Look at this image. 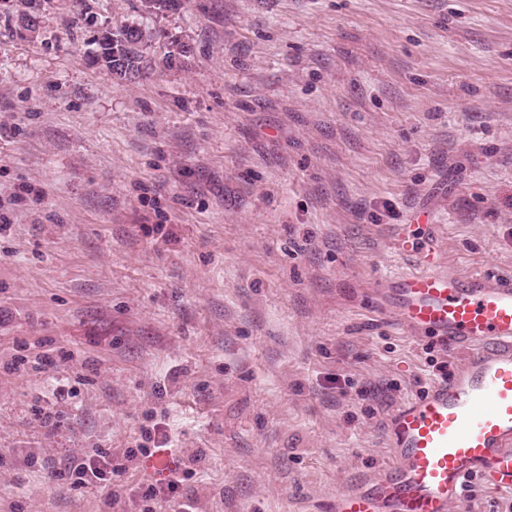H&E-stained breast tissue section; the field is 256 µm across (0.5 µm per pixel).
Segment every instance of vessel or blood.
I'll list each match as a JSON object with an SVG mask.
<instances>
[{"label":"vessel or blood","mask_w":512,"mask_h":512,"mask_svg":"<svg viewBox=\"0 0 512 512\" xmlns=\"http://www.w3.org/2000/svg\"><path fill=\"white\" fill-rule=\"evenodd\" d=\"M396 236L413 264L381 280L376 296L402 327L440 338L465 360L393 409L390 463L337 492L329 512H449L473 475L512 492V277L448 272L437 234L421 248L405 229Z\"/></svg>","instance_id":"obj_1"}]
</instances>
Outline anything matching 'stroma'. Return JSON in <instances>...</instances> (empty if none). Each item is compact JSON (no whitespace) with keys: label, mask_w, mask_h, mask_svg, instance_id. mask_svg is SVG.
<instances>
[{"label":"stroma","mask_w":512,"mask_h":512,"mask_svg":"<svg viewBox=\"0 0 512 512\" xmlns=\"http://www.w3.org/2000/svg\"><path fill=\"white\" fill-rule=\"evenodd\" d=\"M137 6L0 0V512H170L186 471L196 512H325L463 362L376 301L392 229L512 276V0ZM139 19L113 79L92 42ZM151 41L152 32L139 24L106 25L97 31L91 61L108 73L112 69V76L135 83L136 80L128 77L127 73L136 72L138 80L148 73L151 68L148 56ZM97 454V457H89L74 466L70 477L73 478L75 484L85 485L89 477L106 480L104 471L99 467L101 459H105V456L100 451Z\"/></svg>","instance_id":"35a3bbf8"}]
</instances>
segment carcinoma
I'll return each instance as SVG.
<instances>
[{
    "label": "carcinoma",
    "mask_w": 512,
    "mask_h": 512,
    "mask_svg": "<svg viewBox=\"0 0 512 512\" xmlns=\"http://www.w3.org/2000/svg\"><path fill=\"white\" fill-rule=\"evenodd\" d=\"M181 0H139L138 9L146 15L175 10ZM152 32L139 24L125 22L121 25H106L97 31L95 48L91 52L92 63L112 70V76L130 80L127 73L135 72L143 77L151 68L148 49Z\"/></svg>",
    "instance_id": "1"
}]
</instances>
